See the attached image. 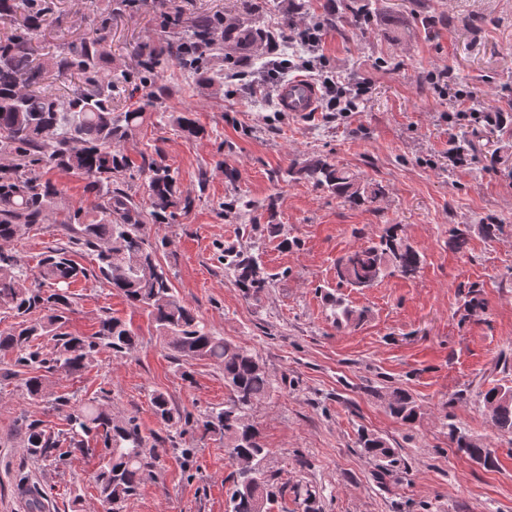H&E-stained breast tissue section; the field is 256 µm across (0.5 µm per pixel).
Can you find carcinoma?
<instances>
[{
    "label": "carcinoma",
    "instance_id": "obj_1",
    "mask_svg": "<svg viewBox=\"0 0 512 512\" xmlns=\"http://www.w3.org/2000/svg\"><path fill=\"white\" fill-rule=\"evenodd\" d=\"M136 0H113L110 11L101 17L94 35L69 43L57 54L36 56L33 41L53 0H0V20L21 17L18 27L0 39V154L18 163L0 165V311L15 322L0 330V355L10 357L13 366L27 374L24 391L34 406L48 402L64 414L68 429L61 435L48 433L39 419L25 421V441L29 453L49 460L65 453L88 449L91 437L103 441L104 454L94 473L103 512H122L126 501L136 496L152 464L146 452L147 441L135 418L112 414L99 401L79 404L73 397L54 392L46 373L62 370L78 376L91 367L93 354L105 345L116 355L136 347L138 337L120 319L105 315L91 337L66 332L72 313L66 287L88 278L87 268L68 256L72 249L94 256L98 275L132 306L147 313L155 325L163 347L177 361L209 360L224 373L227 399L224 407L211 410L203 421L207 432L224 438V450L236 465L230 512H270L275 496L273 482L265 467L269 450L251 421V411L267 398L275 386L259 358L251 350L214 335L195 310L175 292L164 268L157 260L166 238L152 242L143 231L144 214L126 193L122 184L131 169L119 143L145 118L141 103L119 114L112 111V93L129 84L123 70H104L108 63L106 30L112 16ZM160 26L173 39L137 53L140 85L155 86L161 69L171 60L191 72L200 84L224 79L208 66L212 56L224 55L228 67L248 66L266 70V58L285 43L292 21L285 28L271 31L224 13H183L175 0H159ZM368 13L353 7L336 12L326 0L319 20L324 26L342 23L363 25ZM80 76L68 102L62 103L42 88L50 71ZM169 120L188 139L203 134V128L181 112ZM143 161L147 171L150 200L149 216L156 224H166L181 209V193L176 173L158 157ZM74 171L83 175L101 198L92 211L75 210L62 225L67 237L64 247H50L31 268L12 251L10 245L30 229L49 220L62 203V194L43 169ZM287 175L305 179L343 202L359 206L383 194L377 184H362L339 166L320 159L298 162ZM392 224L379 239H368L357 248L336 258L335 273L340 284L370 288L386 274L415 275L421 265L417 249L398 234ZM259 255L253 251L224 252V269L235 278L246 296L268 287L259 275ZM336 327L342 328L364 316L334 299L331 303ZM489 410L492 429L501 436H512V386L494 385L481 393ZM154 414L174 426L180 415L162 392L151 396ZM392 417L404 424L418 418V407L405 389L387 394ZM448 438L456 451L486 469L496 467V450L472 442L455 425H449ZM361 454L379 468L396 467V449L381 437L361 434L357 441Z\"/></svg>",
    "mask_w": 512,
    "mask_h": 512
}]
</instances>
